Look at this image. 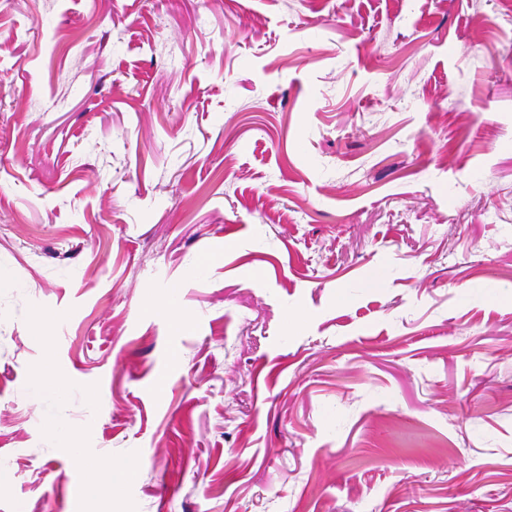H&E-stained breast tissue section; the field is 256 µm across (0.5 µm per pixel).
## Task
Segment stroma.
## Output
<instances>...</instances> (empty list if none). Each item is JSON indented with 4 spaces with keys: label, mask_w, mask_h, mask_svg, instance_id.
Instances as JSON below:
<instances>
[{
    "label": "stroma",
    "mask_w": 512,
    "mask_h": 512,
    "mask_svg": "<svg viewBox=\"0 0 512 512\" xmlns=\"http://www.w3.org/2000/svg\"><path fill=\"white\" fill-rule=\"evenodd\" d=\"M0 271V512H512V0H0Z\"/></svg>",
    "instance_id": "1"
}]
</instances>
